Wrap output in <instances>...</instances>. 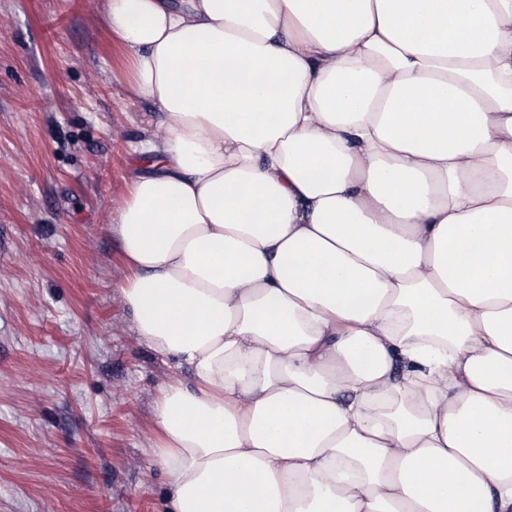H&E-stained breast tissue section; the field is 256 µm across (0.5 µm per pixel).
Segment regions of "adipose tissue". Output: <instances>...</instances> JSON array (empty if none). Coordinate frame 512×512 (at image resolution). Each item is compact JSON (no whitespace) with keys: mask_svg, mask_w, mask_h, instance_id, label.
<instances>
[{"mask_svg":"<svg viewBox=\"0 0 512 512\" xmlns=\"http://www.w3.org/2000/svg\"><path fill=\"white\" fill-rule=\"evenodd\" d=\"M163 143L115 228L169 512H512V0H107Z\"/></svg>","mask_w":512,"mask_h":512,"instance_id":"obj_1","label":"adipose tissue"}]
</instances>
